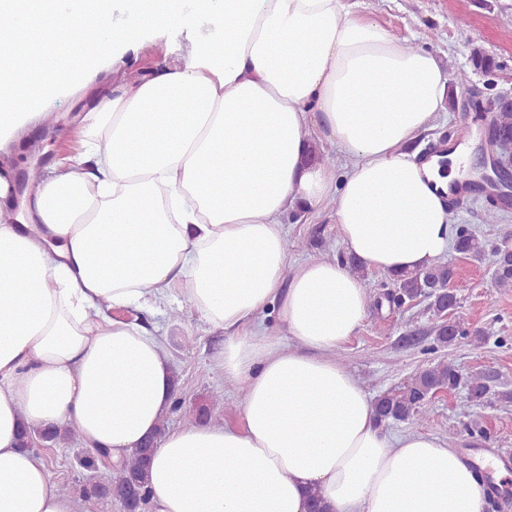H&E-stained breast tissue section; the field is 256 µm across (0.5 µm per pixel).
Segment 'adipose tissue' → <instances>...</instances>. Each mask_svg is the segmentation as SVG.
I'll use <instances>...</instances> for the list:
<instances>
[{"label":"adipose tissue","mask_w":512,"mask_h":512,"mask_svg":"<svg viewBox=\"0 0 512 512\" xmlns=\"http://www.w3.org/2000/svg\"><path fill=\"white\" fill-rule=\"evenodd\" d=\"M0 17V512H74L22 424L77 432L116 469L156 437L148 512H307L316 490L328 512H484L456 450L379 430L332 357L367 289L334 256L289 266L282 223L331 209L346 253L389 276L448 252L472 150L445 168L406 150L443 110L439 58L350 0H0ZM152 29L192 30L186 56L120 63L79 117L80 152L17 214L11 145L45 119L30 104ZM318 142L344 173L304 163ZM173 305L223 331L241 426H170L168 339L127 315Z\"/></svg>","instance_id":"1"}]
</instances>
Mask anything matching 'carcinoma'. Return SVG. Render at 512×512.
Segmentation results:
<instances>
[{
	"instance_id": "obj_1",
	"label": "carcinoma",
	"mask_w": 512,
	"mask_h": 512,
	"mask_svg": "<svg viewBox=\"0 0 512 512\" xmlns=\"http://www.w3.org/2000/svg\"><path fill=\"white\" fill-rule=\"evenodd\" d=\"M471 71L484 76L493 75L499 64L496 58L482 48L475 47L470 55ZM488 111L492 113L491 132L493 138L507 147L512 144V103L496 97L492 99ZM457 253L473 258L481 257L485 252V244L469 229H458L455 239ZM494 280L500 288H512V244L504 241L494 249ZM454 271L445 262H437L429 268L409 275L393 277L395 291L388 298L399 304L412 302L418 298L429 300L433 312V332L437 345L446 347L459 337L471 335L465 322L457 319L446 320L445 314L450 308L453 297L448 294V282L453 279ZM467 388V398L475 403L483 401L489 394L487 378L480 374L466 377L446 359H441L430 367L418 371L408 378L399 388L388 390L377 397L374 402L377 421H407L420 413L423 406L439 392H451L459 386ZM76 438L70 432L59 437L55 432L39 433L23 440V443L34 446L40 442L48 446L64 444ZM149 459L135 453L128 460L122 472L110 477L107 482L93 489V493L103 507L112 506L115 498L134 495L147 502L145 479Z\"/></svg>"
}]
</instances>
